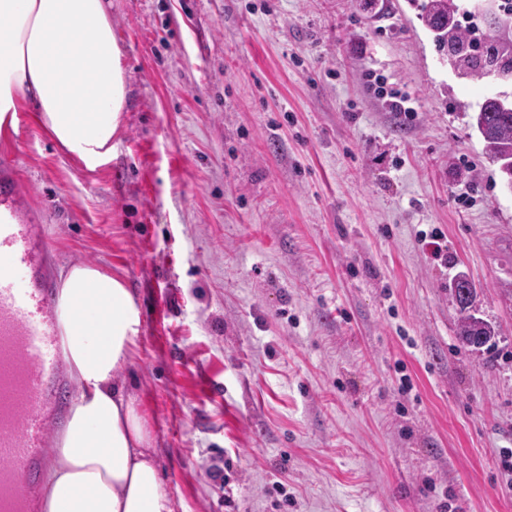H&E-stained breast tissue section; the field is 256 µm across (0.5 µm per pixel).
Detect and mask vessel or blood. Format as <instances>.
Returning <instances> with one entry per match:
<instances>
[{
    "mask_svg": "<svg viewBox=\"0 0 512 512\" xmlns=\"http://www.w3.org/2000/svg\"><path fill=\"white\" fill-rule=\"evenodd\" d=\"M48 250L20 199L0 193V512H36L38 457L53 429L50 383L62 365L42 273ZM19 265L31 269L30 287L17 286Z\"/></svg>",
    "mask_w": 512,
    "mask_h": 512,
    "instance_id": "obj_1",
    "label": "vessel or blood"
}]
</instances>
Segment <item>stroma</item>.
Wrapping results in <instances>:
<instances>
[{
  "mask_svg": "<svg viewBox=\"0 0 512 512\" xmlns=\"http://www.w3.org/2000/svg\"><path fill=\"white\" fill-rule=\"evenodd\" d=\"M126 105L88 171L0 137L45 276L122 279L172 512H512V190L407 0H110ZM409 96L390 110L368 76ZM438 231L434 256L420 238ZM497 331L457 336L451 290Z\"/></svg>",
  "mask_w": 512,
  "mask_h": 512,
  "instance_id": "35a3bbf8",
  "label": "stroma"
}]
</instances>
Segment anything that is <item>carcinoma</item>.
Segmentation results:
<instances>
[{"label": "carcinoma", "mask_w": 512, "mask_h": 512, "mask_svg": "<svg viewBox=\"0 0 512 512\" xmlns=\"http://www.w3.org/2000/svg\"><path fill=\"white\" fill-rule=\"evenodd\" d=\"M418 18L432 36L437 51L459 78H491L512 81V0H480L473 5V16L484 26V47L470 43L460 23L462 0H411ZM472 126L484 143V154L499 165L506 179L512 180V102L504 95L487 97L471 116ZM461 317L457 336L463 345L479 350L495 336V329L468 313L473 297L454 289Z\"/></svg>", "instance_id": "cac0c4a2"}]
</instances>
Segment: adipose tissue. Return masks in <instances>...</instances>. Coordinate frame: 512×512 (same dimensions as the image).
Segmentation results:
<instances>
[{"instance_id": "ef3b65f1", "label": "adipose tissue", "mask_w": 512, "mask_h": 512, "mask_svg": "<svg viewBox=\"0 0 512 512\" xmlns=\"http://www.w3.org/2000/svg\"><path fill=\"white\" fill-rule=\"evenodd\" d=\"M29 101L86 169L111 162L125 81L105 0H0V136ZM57 314L79 394L45 475L46 512H170L140 404L121 382L140 326L131 292L77 263L61 274Z\"/></svg>"}]
</instances>
